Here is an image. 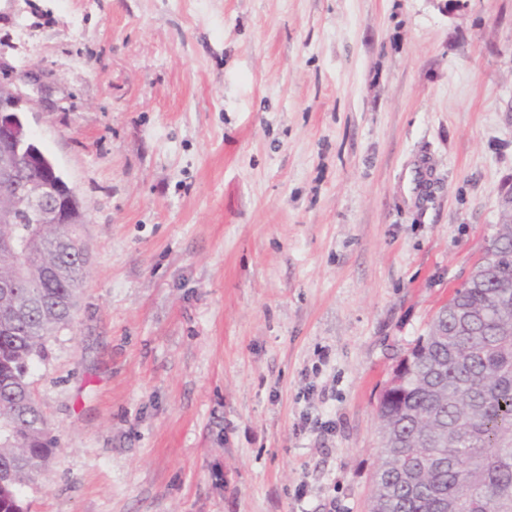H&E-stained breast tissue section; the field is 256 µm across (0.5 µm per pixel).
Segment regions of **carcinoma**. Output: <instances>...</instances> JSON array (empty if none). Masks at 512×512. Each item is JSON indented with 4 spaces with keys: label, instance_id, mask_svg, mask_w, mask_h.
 <instances>
[{
    "label": "carcinoma",
    "instance_id": "carcinoma-1",
    "mask_svg": "<svg viewBox=\"0 0 512 512\" xmlns=\"http://www.w3.org/2000/svg\"><path fill=\"white\" fill-rule=\"evenodd\" d=\"M0 224V512H24L21 490L44 469L55 441L35 398L30 367L71 320L87 275L85 224ZM493 237L500 260L459 288L419 337L404 378L378 398L381 457L370 512H512V212ZM26 245L24 280L9 246ZM11 293L32 301L17 315Z\"/></svg>",
    "mask_w": 512,
    "mask_h": 512
}]
</instances>
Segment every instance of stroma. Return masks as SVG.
<instances>
[{"label": "stroma", "mask_w": 512, "mask_h": 512, "mask_svg": "<svg viewBox=\"0 0 512 512\" xmlns=\"http://www.w3.org/2000/svg\"><path fill=\"white\" fill-rule=\"evenodd\" d=\"M26 70L91 251L27 512H367L512 187V0H0Z\"/></svg>", "instance_id": "1"}]
</instances>
